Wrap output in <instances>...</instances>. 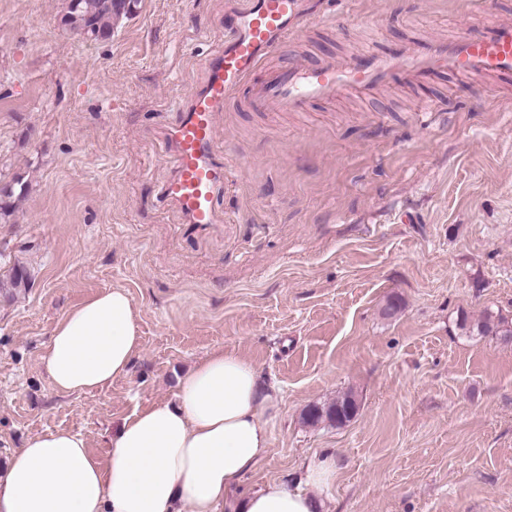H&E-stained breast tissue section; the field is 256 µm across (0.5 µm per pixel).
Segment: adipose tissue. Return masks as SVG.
<instances>
[{"instance_id": "ef3b65f1", "label": "adipose tissue", "mask_w": 512, "mask_h": 512, "mask_svg": "<svg viewBox=\"0 0 512 512\" xmlns=\"http://www.w3.org/2000/svg\"><path fill=\"white\" fill-rule=\"evenodd\" d=\"M140 343L138 312L115 288L67 312L43 360L56 391L93 392L128 375ZM276 407L252 362L212 352L180 378L177 404L113 430L107 460L72 431L28 439L0 471V512H318V497L279 482L238 491L270 453L264 417Z\"/></svg>"}]
</instances>
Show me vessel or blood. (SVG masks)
<instances>
[{
  "mask_svg": "<svg viewBox=\"0 0 512 512\" xmlns=\"http://www.w3.org/2000/svg\"><path fill=\"white\" fill-rule=\"evenodd\" d=\"M310 20L303 0H246L224 16V46L204 62L206 78L183 105L179 121L162 135L174 160L162 195L181 223H217L228 168L218 150V120L237 93L259 112H304L351 91H368L402 77L418 82L448 73H479L512 81V20L490 34L463 35L417 49L403 43L370 50L341 63L326 56L305 65L265 67L264 62Z\"/></svg>",
  "mask_w": 512,
  "mask_h": 512,
  "instance_id": "1",
  "label": "vessel or blood"
}]
</instances>
